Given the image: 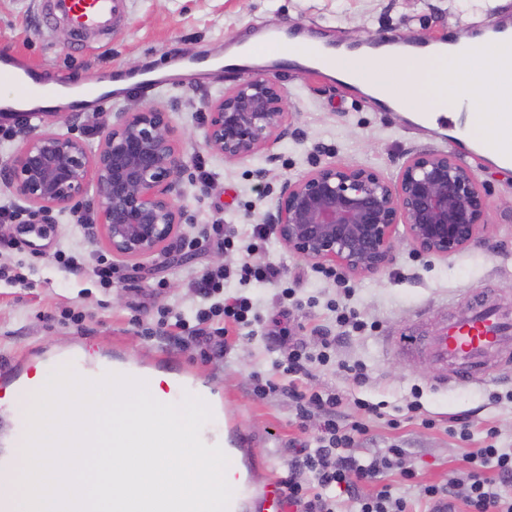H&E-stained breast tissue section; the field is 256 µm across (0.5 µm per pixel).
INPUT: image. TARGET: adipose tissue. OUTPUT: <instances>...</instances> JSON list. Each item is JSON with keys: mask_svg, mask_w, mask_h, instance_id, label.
I'll return each mask as SVG.
<instances>
[{"mask_svg": "<svg viewBox=\"0 0 512 512\" xmlns=\"http://www.w3.org/2000/svg\"><path fill=\"white\" fill-rule=\"evenodd\" d=\"M328 71L395 111L420 112L430 121L474 110L457 136L466 142L486 138L493 157L512 150V120L502 116L506 98L497 87L512 76V58L485 35L451 37L443 54L400 43L376 50L340 47L333 50Z\"/></svg>", "mask_w": 512, "mask_h": 512, "instance_id": "adipose-tissue-1", "label": "adipose tissue"}]
</instances>
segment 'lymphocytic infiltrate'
Returning <instances> with one entry per match:
<instances>
[{"mask_svg": "<svg viewBox=\"0 0 512 512\" xmlns=\"http://www.w3.org/2000/svg\"><path fill=\"white\" fill-rule=\"evenodd\" d=\"M335 343V337H321L322 350L314 355L299 340L273 363L274 369L287 375V391L301 416L310 415L315 408L325 414L312 445L298 449L288 463L289 475L282 486L290 512H336L337 494L356 495L359 483L375 482L398 466L404 455L403 449L389 448L370 459L361 458L355 443L357 434L365 430L364 424L356 421L347 427L340 425L336 420L339 396L307 391L304 380L308 362L327 363L328 351ZM464 460L469 469L463 476L449 480L444 487H423L430 512H457L461 503L467 512H512V497L499 491L500 486L512 483V452L488 445L465 453ZM491 468L496 471L492 477L487 474Z\"/></svg>", "mask_w": 512, "mask_h": 512, "instance_id": "1", "label": "lymphocytic infiltrate"}]
</instances>
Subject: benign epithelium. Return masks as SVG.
<instances>
[{
	"label": "benign epithelium",
	"mask_w": 512,
	"mask_h": 512,
	"mask_svg": "<svg viewBox=\"0 0 512 512\" xmlns=\"http://www.w3.org/2000/svg\"><path fill=\"white\" fill-rule=\"evenodd\" d=\"M288 118L280 87L256 70L208 106L203 143L229 161L269 152ZM4 122L19 144L0 160V184L30 221L76 213L91 190L92 228L112 257L135 261L177 240L188 165L168 112L116 113L94 151L70 132L35 128L26 112H1ZM485 219L473 171L445 152L420 151L394 179L367 166H317L283 184L265 224L289 253L362 277L387 268L404 240L437 257L478 243Z\"/></svg>",
	"instance_id": "benign-epithelium-1"
}]
</instances>
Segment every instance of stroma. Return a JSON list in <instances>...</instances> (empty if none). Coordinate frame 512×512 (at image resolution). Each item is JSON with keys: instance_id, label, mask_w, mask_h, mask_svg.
Segmentation results:
<instances>
[{"instance_id": "35a3bbf8", "label": "stroma", "mask_w": 512, "mask_h": 512, "mask_svg": "<svg viewBox=\"0 0 512 512\" xmlns=\"http://www.w3.org/2000/svg\"><path fill=\"white\" fill-rule=\"evenodd\" d=\"M512 14V0H128L112 30L76 37L69 26L47 14L44 0H0V48L43 82L82 84L92 76L113 77L132 67L172 75L171 83L144 94L130 88L119 100L91 103L75 112L76 134L97 147L99 134L116 113L155 106L170 112L185 131L186 159L201 157L208 173L183 177L180 199L187 214L185 236L200 243L186 261L156 254L136 262L112 258L83 223L58 215L48 224L0 226V265L14 266V282L0 281V451L13 454L16 414L3 404L6 393L29 382L47 362L74 356L99 365L132 367L146 379L159 374L183 380L189 393L204 392L212 410L209 428L218 429L240 465H258V481L288 474V457L310 438L322 416L300 419L287 392L256 395L258 380L274 378L276 338L336 334L332 302L349 305L372 323V330L342 339L336 363L312 369L309 386L332 391L342 402L337 417L365 420L356 438L361 457L395 445L404 448L401 470L384 474L383 484L410 499L416 512L428 505L419 497L424 484L447 486L465 466L463 453L494 444L512 451V360L493 362L485 382L447 389L436 387L440 366L426 354H402L401 337L437 335L448 320L463 316L475 292L512 309V168L504 169L452 135L466 113L439 118L423 127L400 113L371 102L358 90L319 73H300L281 65L270 76L283 91L290 112L288 132L271 153L228 161L207 149L201 126L208 102L223 96L241 78L218 68L198 72L175 65V54L223 55L226 45L252 36L258 27H298L301 33L332 41L382 43L394 38L444 40ZM444 151L475 173L487 192L486 226L481 243L447 257L418 254L402 243L383 271L342 284L318 273L289 253L275 236L259 246L262 260L280 264V281H239L233 271L251 244V227L263 223L287 180L327 163L362 165L395 178L414 153ZM224 227L232 247L203 236V228ZM112 265L110 286L94 271ZM227 269L224 298L249 296L257 322L230 328L231 351L216 354L204 339L191 337L201 302L190 282L194 275ZM360 361L369 370L357 384L338 368ZM499 401H491V394ZM383 404L386 411L419 399L422 418L364 419L355 399ZM465 413L470 438L453 436L454 416Z\"/></svg>"}]
</instances>
